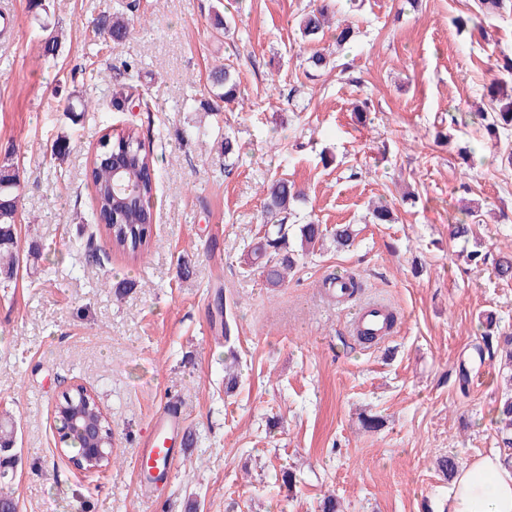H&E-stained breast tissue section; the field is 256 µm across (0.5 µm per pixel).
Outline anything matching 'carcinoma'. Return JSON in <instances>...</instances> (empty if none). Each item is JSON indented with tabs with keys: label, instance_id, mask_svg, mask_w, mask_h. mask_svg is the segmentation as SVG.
Returning <instances> with one entry per match:
<instances>
[{
	"label": "carcinoma",
	"instance_id": "carcinoma-1",
	"mask_svg": "<svg viewBox=\"0 0 512 512\" xmlns=\"http://www.w3.org/2000/svg\"><path fill=\"white\" fill-rule=\"evenodd\" d=\"M330 3L321 0L314 9L304 14L300 20L301 36L313 40L322 32L327 19ZM135 66H124L127 82L112 91L115 103L126 102L133 88L130 84ZM213 85L222 89L218 98L229 104L238 100V81L231 66L216 70L212 74ZM475 117L494 135L499 130H512V97H492L490 111L477 112ZM91 160L90 177L95 188L97 218L104 222L102 232L116 252L136 259L149 249L154 238V212L150 199L154 191V157L143 145L139 133L129 128L112 135L107 133L101 140ZM120 154L125 165L120 175L115 176L112 166L107 162L109 153ZM21 186L19 167L6 158L0 165V288L12 287L16 269L20 266L17 250V191ZM298 195L295 185L286 178L275 180L269 187L264 203L263 223L268 231L263 240L247 254V265H255L262 258V273L267 284L278 287L295 264L294 251L288 245V227L285 220L291 214L292 206ZM300 248L303 254L310 253L316 244L331 237L336 245L348 248L354 240L351 225L338 224L328 230L312 222L298 227ZM496 276L503 280H512V253H501L492 262ZM496 325L493 315L486 316L483 332L484 350L488 356L500 357L505 377L512 383V336L505 335L493 340ZM500 447L512 448V390L505 392L496 407Z\"/></svg>",
	"mask_w": 512,
	"mask_h": 512
}]
</instances>
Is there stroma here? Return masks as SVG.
Instances as JSON below:
<instances>
[{"mask_svg": "<svg viewBox=\"0 0 512 512\" xmlns=\"http://www.w3.org/2000/svg\"><path fill=\"white\" fill-rule=\"evenodd\" d=\"M311 6L14 0L0 32V159L21 175L18 249L41 252L0 291V419L15 430L5 455L18 512H320L328 494L343 512H443L453 482L439 459L463 468L496 447L506 388L498 360L476 348L484 313L512 330V281L458 258L449 226L475 224L470 246L489 257L512 250V130L494 138L472 117L490 83L512 95L496 68L512 57V0L478 26L476 0H334L332 26L305 41ZM228 11L225 33L214 16ZM117 12L120 40L103 30ZM343 21L359 34L340 49ZM49 30L62 47L47 59ZM317 50L332 66L309 65ZM126 62L150 110L113 103ZM223 65L240 79V106H217L211 72ZM130 127L155 158L157 235L134 262L101 234L94 258L76 256L70 243L95 208L88 162L106 131ZM61 137L70 151L58 161ZM227 137L238 156L222 155ZM283 177L305 194L291 223L349 224L356 237L298 257L273 288L243 256ZM377 199L392 223H373ZM346 274L362 288L339 308L323 284ZM218 295L236 320L229 339ZM368 301L399 320L387 343L362 347L350 321ZM76 384L112 422L101 473L58 449L54 406ZM166 410L194 443L149 489L134 460ZM370 415L381 427L363 428Z\"/></svg>", "mask_w": 512, "mask_h": 512, "instance_id": "stroma-1", "label": "stroma"}]
</instances>
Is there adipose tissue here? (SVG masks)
<instances>
[{"label": "adipose tissue", "instance_id": "1", "mask_svg": "<svg viewBox=\"0 0 512 512\" xmlns=\"http://www.w3.org/2000/svg\"><path fill=\"white\" fill-rule=\"evenodd\" d=\"M448 512H512V467L490 450L455 477Z\"/></svg>", "mask_w": 512, "mask_h": 512}]
</instances>
